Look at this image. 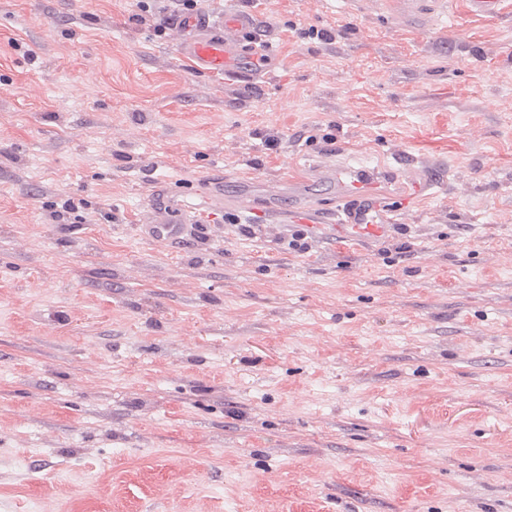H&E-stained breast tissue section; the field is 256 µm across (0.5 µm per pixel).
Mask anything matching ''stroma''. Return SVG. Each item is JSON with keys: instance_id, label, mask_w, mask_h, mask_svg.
I'll list each match as a JSON object with an SVG mask.
<instances>
[{"instance_id": "stroma-1", "label": "stroma", "mask_w": 512, "mask_h": 512, "mask_svg": "<svg viewBox=\"0 0 512 512\" xmlns=\"http://www.w3.org/2000/svg\"><path fill=\"white\" fill-rule=\"evenodd\" d=\"M465 2L199 0L274 47L240 79L168 0H0V512H512V0ZM359 155L438 189L377 239L139 233ZM145 223L141 234L149 241L163 244L178 243L191 235L197 224L179 201L177 191L171 186L159 187L146 205Z\"/></svg>"}]
</instances>
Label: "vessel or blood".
<instances>
[{
	"label": "vessel or blood",
	"mask_w": 512,
	"mask_h": 512,
	"mask_svg": "<svg viewBox=\"0 0 512 512\" xmlns=\"http://www.w3.org/2000/svg\"><path fill=\"white\" fill-rule=\"evenodd\" d=\"M187 37L178 49L182 60L207 74L235 75L244 57L272 59V46H257L246 16L226 11L216 21L192 17L185 23ZM331 184L329 199L308 196L307 179L299 173L288 175L284 183L263 187L261 193L243 189L226 195L221 184L208 186L206 199L212 212L231 209L242 213L279 212L283 193H291L294 202L288 213L303 224H335L361 233L382 234L388 225L401 222L408 202L392 206L377 193V176L364 170L339 166L325 170ZM413 188L414 197H422L431 184L416 163H409L394 173ZM196 219L180 202L177 191L170 186L159 187L146 205L141 234L149 241L174 244L191 235Z\"/></svg>",
	"instance_id": "vessel-or-blood-1"
}]
</instances>
